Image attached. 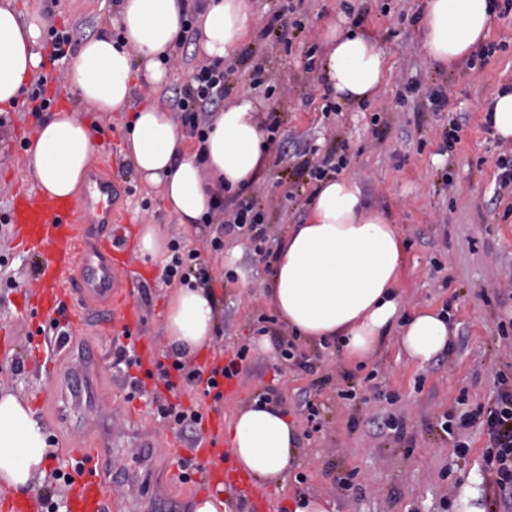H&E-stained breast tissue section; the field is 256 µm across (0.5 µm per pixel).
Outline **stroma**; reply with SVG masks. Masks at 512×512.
Wrapping results in <instances>:
<instances>
[{
  "instance_id": "1",
  "label": "stroma",
  "mask_w": 512,
  "mask_h": 512,
  "mask_svg": "<svg viewBox=\"0 0 512 512\" xmlns=\"http://www.w3.org/2000/svg\"><path fill=\"white\" fill-rule=\"evenodd\" d=\"M255 27L230 61L236 80L229 98L247 96L264 103L262 123H277L264 178L246 192L263 215L265 239L248 233L224 238L214 252L215 227L179 224L162 191L137 178L125 156L127 112H97L79 103L68 90L66 67L45 65L46 95L52 110L76 112L88 126L96 149H109L119 173L112 196L128 211L123 228L126 256L138 273L127 305L137 315L131 336L101 335L87 325L58 355L60 381L47 379L42 366L45 343L32 318L35 286L33 255L12 240L6 222L16 192L32 188L24 147L38 122L21 108L0 112V387L25 395L52 434L68 438L87 433L84 417L72 413L68 379L77 361L98 367L94 389L103 400L101 415L122 425L123 413L135 410L142 428L157 447L151 473L159 487L173 483L178 467L191 479L204 470L214 474L197 495L180 497L178 512H190L194 497L223 489L230 512H289L298 495L329 498L335 512H464L461 487L470 476L492 480L482 453L489 444L482 423L459 429L450 438L440 428L445 413L460 415L487 404L493 377L512 378V195L496 196L499 162L512 152V139L488 130L486 115L503 87L512 88V13L495 16L487 36L496 53L479 69L460 63L435 68L422 49L421 16L426 0H302L288 12V0H247ZM22 17L37 14L49 27L73 29L78 42L101 33L118 35L119 0H11ZM303 29H293V21ZM357 26L372 33L386 53V76L372 99L330 111L334 99L308 69L309 49H322L327 31ZM200 45L175 49L164 86L136 83L132 107L161 104L166 91L184 84L204 61ZM263 64L269 87L251 85L256 64ZM440 107H432L429 93ZM459 122L456 146L447 141L449 121ZM344 160L343 175L355 178L374 209L388 215L405 242L401 278L404 312L447 313L453 336L446 351L428 362L409 360L398 336H389L363 364L345 359L334 344H306L291 338L275 317L262 285L271 270L261 254L276 250L294 225L304 223L316 182L306 168L328 154ZM156 225L166 239L198 250L220 308L213 346L186 357L188 367L227 363L241 347L249 352L231 388L213 401L199 387L178 381L166 389L162 380L146 378L143 369L126 367L117 352L127 347L163 360L164 315L170 285L160 279L162 262L141 257L138 231ZM506 323L499 337L498 323ZM144 380L133 392L132 379ZM358 389L359 397L343 399ZM270 393L299 426L300 453L281 484L247 482L232 458H204L196 444L158 414V399L201 413L218 409L229 423L258 394ZM310 395L312 407L302 404ZM69 414L70 425L57 423ZM390 418L397 427L376 434L374 419ZM465 441L459 453L456 440ZM355 473L351 488L340 480Z\"/></svg>"
}]
</instances>
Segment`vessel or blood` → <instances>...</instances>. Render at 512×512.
Listing matches in <instances>:
<instances>
[{
  "label": "vessel or blood",
  "instance_id": "vessel-or-blood-1",
  "mask_svg": "<svg viewBox=\"0 0 512 512\" xmlns=\"http://www.w3.org/2000/svg\"><path fill=\"white\" fill-rule=\"evenodd\" d=\"M111 194V178L98 165L80 198L53 199L30 190L16 194L9 219L21 245L37 251L44 283L38 315L52 318L58 303L67 300L78 312L97 303L108 305L112 320L130 321L123 302L128 283L119 275L122 261L111 245L90 239L93 228L125 221L122 211L109 203ZM64 454L74 464L83 512H109L112 484L89 462L107 461L110 449L68 448Z\"/></svg>",
  "mask_w": 512,
  "mask_h": 512
}]
</instances>
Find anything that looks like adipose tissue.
<instances>
[{
    "mask_svg": "<svg viewBox=\"0 0 512 512\" xmlns=\"http://www.w3.org/2000/svg\"><path fill=\"white\" fill-rule=\"evenodd\" d=\"M180 0H121L125 41L103 34L88 40L69 65V85L98 112L126 111L135 79L161 84L181 33ZM489 0H426L423 50L438 67L467 59L487 38ZM255 24L246 0H207L200 45L213 60L235 56ZM45 19L22 22L9 0H0V106H15L42 63ZM385 51L368 31H331L323 51L322 76L341 102L369 99L379 90ZM255 100L242 97L215 115L199 151L189 152L171 114L149 104L133 115L126 156L137 176L161 188L183 225L199 223L212 204L211 190L246 192L266 173L269 141ZM91 135L77 113L60 111L43 122L28 149L36 187L67 199L83 184L94 153ZM404 242L391 220L371 209L357 183L326 178L311 200L305 223L280 242L265 295L292 336L339 344L349 360L369 358L391 331H398L410 360L424 363L450 341L447 319L437 312L404 318L400 278ZM217 303L210 288L182 285L169 296L166 345L191 355L209 347L216 331ZM237 470L255 479L285 481L299 455V430L276 403L253 402L226 428ZM46 431L26 397L0 389V489L35 495L47 474Z\"/></svg>",
    "mask_w": 512,
    "mask_h": 512,
    "instance_id": "ef3b65f1",
    "label": "adipose tissue"
}]
</instances>
